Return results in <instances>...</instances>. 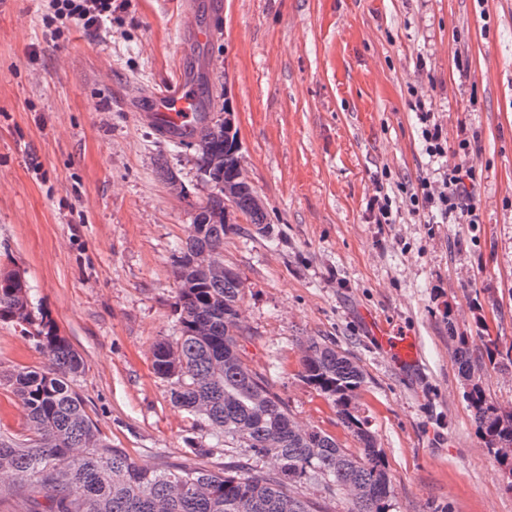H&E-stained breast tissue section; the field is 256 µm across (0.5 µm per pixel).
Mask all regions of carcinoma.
<instances>
[{
	"mask_svg": "<svg viewBox=\"0 0 512 512\" xmlns=\"http://www.w3.org/2000/svg\"><path fill=\"white\" fill-rule=\"evenodd\" d=\"M188 146L211 192L195 205L187 237L174 246L179 336L154 343L153 366L170 381L171 402L197 415L210 439L224 446V468H148L112 447L70 387L84 370L83 358L46 315H35L32 288L21 273L1 270L0 321L35 327L50 369L9 376L32 433L0 435V483L26 482L30 512H324L306 496L310 487L324 500L343 496L346 512H393L384 453L356 405L365 383L361 368L332 345L303 341L301 377L358 441L362 453L353 456L322 430L296 422L267 376L242 359L244 283L224 268V236L238 231L235 214L263 229L267 212L224 144V125H206ZM226 183L242 184L229 209ZM484 348L485 368L512 370V347L504 351L489 338ZM454 357L477 431L512 488V412L487 394L468 337L457 338Z\"/></svg>",
	"mask_w": 512,
	"mask_h": 512,
	"instance_id": "cac0c4a2",
	"label": "carcinoma"
}]
</instances>
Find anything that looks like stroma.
<instances>
[{
  "label": "stroma",
  "mask_w": 512,
  "mask_h": 512,
  "mask_svg": "<svg viewBox=\"0 0 512 512\" xmlns=\"http://www.w3.org/2000/svg\"><path fill=\"white\" fill-rule=\"evenodd\" d=\"M112 38L73 22L50 41L37 0H0V268L83 356L72 387L113 447L140 464L217 469L223 448L175 407L152 346L179 334L173 246L210 188L194 152L140 121L148 91L179 68L185 11L210 0H114ZM202 46L210 116L232 112L242 166L268 213L239 217L224 264L245 286L239 352L299 423L348 453L356 439L301 378L303 338L336 343L364 371L357 403L383 448L395 512H512L463 399L452 333L512 345V0H223ZM424 98L471 141L477 224H371L383 171L433 177L414 111ZM479 311H472L473 303ZM456 322L448 324L446 307ZM416 336L405 369L371 323ZM47 360L0 321V433L30 432L8 383Z\"/></svg>",
  "instance_id": "stroma-1"
}]
</instances>
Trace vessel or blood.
<instances>
[{
	"mask_svg": "<svg viewBox=\"0 0 512 512\" xmlns=\"http://www.w3.org/2000/svg\"><path fill=\"white\" fill-rule=\"evenodd\" d=\"M204 96L193 73L183 66L172 80L158 85L146 96L139 117L166 139L189 141L196 138L210 120L209 114L199 109ZM375 338L380 346L393 352L400 364L414 363L419 356L417 343L412 337L394 339L380 331Z\"/></svg>",
	"mask_w": 512,
	"mask_h": 512,
	"instance_id": "b4317fda",
	"label": "vessel or blood"
}]
</instances>
